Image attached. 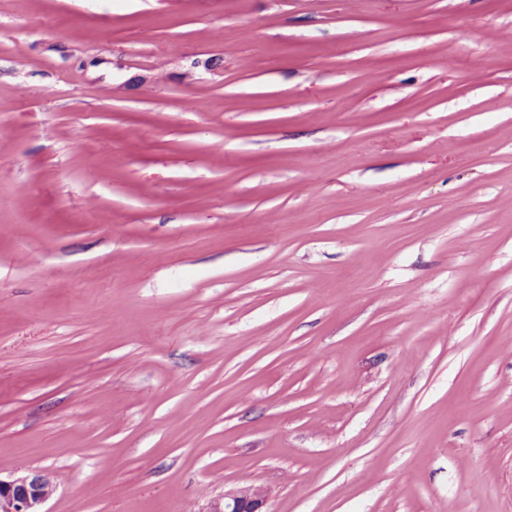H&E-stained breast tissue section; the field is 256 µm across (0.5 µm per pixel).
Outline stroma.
Returning a JSON list of instances; mask_svg holds the SVG:
<instances>
[{"mask_svg": "<svg viewBox=\"0 0 512 512\" xmlns=\"http://www.w3.org/2000/svg\"><path fill=\"white\" fill-rule=\"evenodd\" d=\"M44 512H512V0H0V478ZM53 491L52 483L40 471L10 481L0 478V512H44L41 506ZM264 494L252 487H243L224 494L223 504H215L210 512H264Z\"/></svg>", "mask_w": 512, "mask_h": 512, "instance_id": "obj_1", "label": "stroma"}]
</instances>
